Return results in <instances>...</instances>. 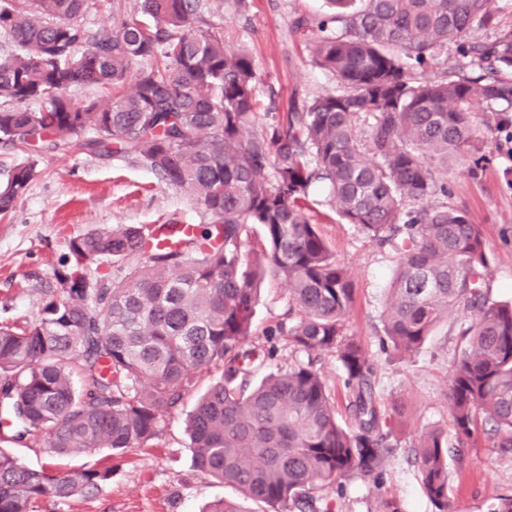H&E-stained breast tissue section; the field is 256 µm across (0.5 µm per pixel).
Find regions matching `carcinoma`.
I'll return each instance as SVG.
<instances>
[{
  "instance_id": "1",
  "label": "carcinoma",
  "mask_w": 512,
  "mask_h": 512,
  "mask_svg": "<svg viewBox=\"0 0 512 512\" xmlns=\"http://www.w3.org/2000/svg\"><path fill=\"white\" fill-rule=\"evenodd\" d=\"M100 2L0 0V31L22 49L0 59V99L13 103L0 109V143L56 150L89 131L85 148L150 168L214 230L166 224L178 234L168 246L136 224L69 239L71 262L53 271L39 315L0 324V439L51 456L132 452L207 377L186 430L212 481L272 512H331L323 491L354 472L379 477L396 436L382 425L373 364L345 332L354 283L307 213L323 182L339 218L397 256L382 347L414 352L442 320L470 313L448 391L457 446L441 428L414 443L426 496L451 512L448 455L462 456L480 426L512 452V302L488 298L482 231L448 201V162L480 167L476 106L512 133V28L496 27L495 0H328L330 15L294 26L339 89L294 103L261 133L257 66L224 46L222 29L199 26L200 0H141L140 18L116 10L91 34L78 20ZM87 86L108 94L75 97ZM35 176L29 161L7 171L1 215ZM100 262L112 275L88 274ZM270 278L288 283V311L269 328L274 342L246 350ZM280 340L307 360L253 381ZM322 353L342 368L352 427L315 367ZM111 478L110 466L31 469L0 448V512L97 495Z\"/></svg>"
}]
</instances>
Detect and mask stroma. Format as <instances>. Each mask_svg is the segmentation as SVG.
Here are the masks:
<instances>
[{
    "label": "stroma",
    "instance_id": "1",
    "mask_svg": "<svg viewBox=\"0 0 512 512\" xmlns=\"http://www.w3.org/2000/svg\"><path fill=\"white\" fill-rule=\"evenodd\" d=\"M326 0H203L204 26L224 30V43L245 48L258 66L256 98L260 112H288L294 100L334 92L336 81L316 66L307 38L293 26L302 15L328 14ZM484 157L478 176L468 165L448 166L453 202L466 206L479 224L488 256L485 283L490 300L512 301V140L480 128ZM35 159L37 174L13 210L0 218V323L22 324L35 318L55 286L53 270L66 258L70 238L106 226L154 227L177 222L205 229L213 218L181 190L161 183L143 165L100 157L70 147L29 156L0 145V177L14 164ZM309 213L355 288L348 335L365 348L376 367L373 387L382 410L400 404L404 411L390 425L399 444L380 481L353 474L328 493L333 512H435L423 491L413 445L427 427L451 428L448 391L452 366L463 345L456 325H439L418 350L382 351L383 320L396 257L359 227L334 212L323 184L307 198ZM288 308L285 283L266 280L253 318V345L266 343L267 326ZM186 397L160 418V437L141 450L110 455L99 449L71 458H53L22 443L11 449L27 467L93 469L111 462L112 479L95 496L77 495L66 504L41 501L37 512H200L216 498L238 499L235 490L209 483L192 463L183 420L192 409ZM448 497L453 512H490L497 496L512 494V454L486 433L475 434L461 457L448 459ZM243 512H263V504L238 499Z\"/></svg>",
    "mask_w": 512,
    "mask_h": 512
}]
</instances>
